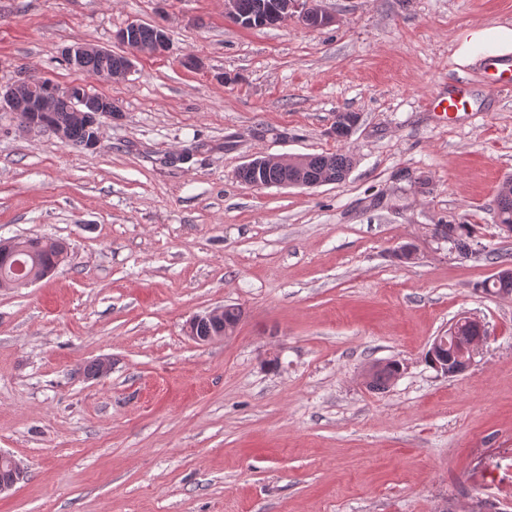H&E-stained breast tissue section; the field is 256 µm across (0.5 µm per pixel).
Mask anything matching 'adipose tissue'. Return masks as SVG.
I'll return each instance as SVG.
<instances>
[{
	"mask_svg": "<svg viewBox=\"0 0 512 512\" xmlns=\"http://www.w3.org/2000/svg\"><path fill=\"white\" fill-rule=\"evenodd\" d=\"M512 57V20L484 22L462 30L452 58L458 70L474 69L491 59Z\"/></svg>",
	"mask_w": 512,
	"mask_h": 512,
	"instance_id": "adipose-tissue-1",
	"label": "adipose tissue"
}]
</instances>
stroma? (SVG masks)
I'll return each mask as SVG.
<instances>
[{
    "label": "stroma",
    "instance_id": "1",
    "mask_svg": "<svg viewBox=\"0 0 512 512\" xmlns=\"http://www.w3.org/2000/svg\"><path fill=\"white\" fill-rule=\"evenodd\" d=\"M320 6L326 27L250 30L224 0H0V85L82 82L118 107L87 150L0 110V239L69 244L52 276L0 288V451L27 471L0 512H512V296L477 288L512 257L494 212L512 94L452 61L512 0ZM132 22L163 23L169 49L127 80L63 62L78 42L124 53ZM458 80L481 110L451 124L426 100ZM340 112L359 117L341 142ZM332 153L352 158L335 184L237 177ZM434 224L471 225L473 254ZM222 305L235 335L192 341ZM462 315L485 336L448 377L424 353ZM390 360L399 378L364 383ZM227 309L224 310L225 306H219L208 310L202 314H197L193 316L189 322L187 323L186 330L188 335L197 343H208L216 339L227 338L232 336L236 329L235 328H225L224 324L232 323L238 324L241 317V310L239 307L235 306H226ZM224 316V322L218 323H210V325H205L202 328L203 332H208L210 329L216 331L218 328H224V331H218L215 334H210L209 336H197V327L199 324L206 322L207 320H214L218 318H222Z\"/></svg>",
    "mask_w": 512,
    "mask_h": 512
}]
</instances>
